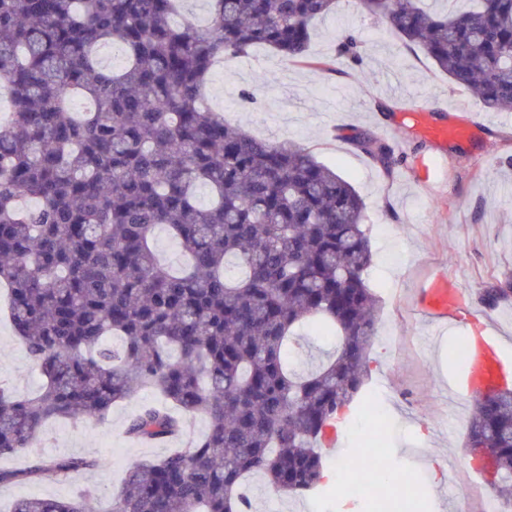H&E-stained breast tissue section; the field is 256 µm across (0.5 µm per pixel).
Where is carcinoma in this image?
Here are the masks:
<instances>
[{"instance_id": "obj_1", "label": "carcinoma", "mask_w": 512, "mask_h": 512, "mask_svg": "<svg viewBox=\"0 0 512 512\" xmlns=\"http://www.w3.org/2000/svg\"><path fill=\"white\" fill-rule=\"evenodd\" d=\"M181 0H0V80L12 116L0 127V285L29 360L35 396L0 384V458L29 447L49 420L105 418L142 389L160 401L126 434L165 441L184 418L208 431L151 461L130 463L109 512H251L241 494L259 475L299 495L325 482L317 450L333 421L352 423L368 374L377 300L365 203L307 149L224 123L204 87L224 56L263 45L308 62L313 21L336 0H208L210 26L173 21ZM429 13L419 0H360L492 112H512V0H474ZM125 62L107 68L105 47ZM337 56L360 63L359 40ZM387 173L392 147L354 134ZM206 187L213 202L202 205ZM166 226L188 269L160 264ZM512 297V278L482 289L488 308ZM315 324L338 343L299 373L296 330ZM123 346L113 349L108 337ZM496 460L492 486L512 501V389L475 402L467 447ZM83 456L1 469L25 484L90 470ZM94 493L25 497L13 512H94Z\"/></svg>"}]
</instances>
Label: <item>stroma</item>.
Wrapping results in <instances>:
<instances>
[{
    "mask_svg": "<svg viewBox=\"0 0 512 512\" xmlns=\"http://www.w3.org/2000/svg\"><path fill=\"white\" fill-rule=\"evenodd\" d=\"M347 29L361 41L359 66L340 60L335 72L324 73L258 47L214 69L206 89L207 105L225 123L313 150L359 192L370 226L367 282L378 315L365 388L384 393L381 439L363 446L341 431L339 447L320 453L331 464L350 460V467L342 479L301 496L277 494L262 479H249L253 512H365V505L348 502L344 490L350 483L374 487L376 458L401 478L390 487L394 503L408 499L422 512H483L484 502L496 498L490 483L481 482L479 496L463 497V483L473 474L461 452L474 402L451 386L460 371L448 363V338L436 335L421 312L420 291L436 274H446L512 356V301L489 309L479 299L480 289L512 276V112L486 113L489 128L469 139L426 140L406 117L416 98L431 100L436 121L445 124L468 120L478 99L452 84L420 50L402 44L358 0H338L333 13L315 22L310 56L331 55ZM244 90L254 103L241 102ZM356 133L393 146L399 163L392 172L354 147L350 137ZM0 383L20 394L37 393L44 383L1 315ZM154 400L141 391L105 419L50 422L28 448L0 458V467L64 455L93 458L96 467L41 483L0 485V507L24 497H67L87 487L108 512L131 461L154 460L183 445L176 437L140 443L126 435L129 418ZM447 466L454 481L441 475Z\"/></svg>",
    "mask_w": 512,
    "mask_h": 512,
    "instance_id": "stroma-1",
    "label": "stroma"
}]
</instances>
